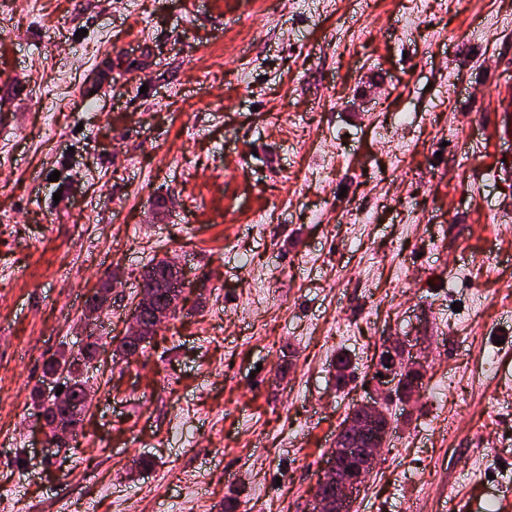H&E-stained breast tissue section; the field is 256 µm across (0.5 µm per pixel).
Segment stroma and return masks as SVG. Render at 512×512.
<instances>
[{
  "label": "stroma",
  "instance_id": "stroma-1",
  "mask_svg": "<svg viewBox=\"0 0 512 512\" xmlns=\"http://www.w3.org/2000/svg\"><path fill=\"white\" fill-rule=\"evenodd\" d=\"M511 209L512 0H0V512H311L392 336L427 371L353 512H494ZM166 256L183 307L80 365L42 455L46 363L121 335Z\"/></svg>",
  "mask_w": 512,
  "mask_h": 512
}]
</instances>
